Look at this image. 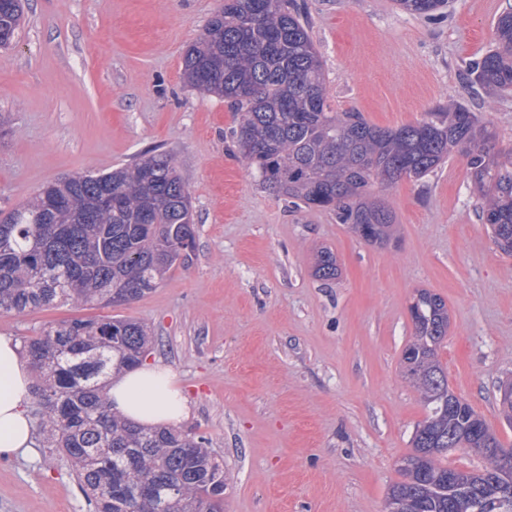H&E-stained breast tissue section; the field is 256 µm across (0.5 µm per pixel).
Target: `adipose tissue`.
<instances>
[{
  "label": "adipose tissue",
  "instance_id": "ef3b65f1",
  "mask_svg": "<svg viewBox=\"0 0 512 512\" xmlns=\"http://www.w3.org/2000/svg\"><path fill=\"white\" fill-rule=\"evenodd\" d=\"M109 398L115 411L143 427L181 423L188 414L187 401L168 367L143 363L113 378ZM30 372L18 344L0 336V454L10 455L35 445V428L29 414Z\"/></svg>",
  "mask_w": 512,
  "mask_h": 512
}]
</instances>
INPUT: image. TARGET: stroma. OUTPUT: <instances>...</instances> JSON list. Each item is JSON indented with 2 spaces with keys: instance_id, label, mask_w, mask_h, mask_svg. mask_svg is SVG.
<instances>
[{
  "instance_id": "1",
  "label": "stroma",
  "mask_w": 512,
  "mask_h": 512,
  "mask_svg": "<svg viewBox=\"0 0 512 512\" xmlns=\"http://www.w3.org/2000/svg\"><path fill=\"white\" fill-rule=\"evenodd\" d=\"M340 112L396 128L453 102L491 120L512 149V97L465 85L512 0H451L445 16L393 0H300ZM222 0H22L0 50V210L46 183L110 171L155 151L189 187L191 258L121 307L0 313L16 341L72 317L143 322L147 360L170 367L189 414L229 476L224 512H384L426 416L403 378L419 290L449 313L448 385L512 448L500 387L512 381V257L477 212L464 159L380 191L397 232L365 243L327 211L258 186L237 156V115L183 79L189 45ZM339 275L315 277L318 251ZM0 512H91L65 457L37 444L0 457Z\"/></svg>"
}]
</instances>
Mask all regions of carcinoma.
I'll use <instances>...</instances> for the list:
<instances>
[{"mask_svg": "<svg viewBox=\"0 0 512 512\" xmlns=\"http://www.w3.org/2000/svg\"><path fill=\"white\" fill-rule=\"evenodd\" d=\"M432 18L449 0H393ZM21 0H0V47L15 38ZM495 45L467 63V78L512 92V11L495 22ZM191 88L216 94L237 112L233 142L262 188L308 209L336 215L366 243L385 246L395 216L374 186L422 179L461 155L480 199L481 220L512 256V153L498 147L493 123L460 102L416 124L380 128L330 103L320 54L297 0H224L183 59ZM112 204H101V195ZM195 249L189 190L172 159L146 153L96 175L61 179L0 213V311L24 313L55 303L120 306L143 297ZM316 276L336 279V257L318 252ZM414 336L404 377L427 409L403 458L404 480L387 504L395 512H512L497 497L501 443L469 403L453 401L439 350L448 308L420 290L409 306ZM143 324L125 318H73L24 341L38 372L33 398L39 427L66 457L95 512H223L224 468L206 442L173 429H145L114 411L112 372L142 362ZM481 448V466L454 470L448 449Z\"/></svg>", "mask_w": 512, "mask_h": 512, "instance_id": "obj_1", "label": "carcinoma"}]
</instances>
